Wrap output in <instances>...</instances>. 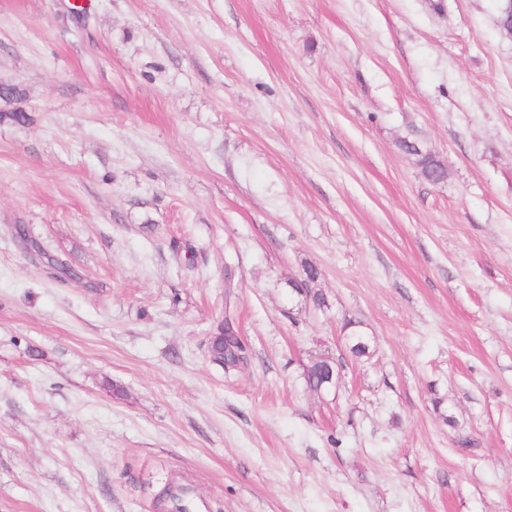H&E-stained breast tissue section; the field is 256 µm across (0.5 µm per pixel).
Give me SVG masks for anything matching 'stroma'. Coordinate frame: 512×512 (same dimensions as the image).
I'll list each match as a JSON object with an SVG mask.
<instances>
[{
	"label": "stroma",
	"instance_id": "1",
	"mask_svg": "<svg viewBox=\"0 0 512 512\" xmlns=\"http://www.w3.org/2000/svg\"><path fill=\"white\" fill-rule=\"evenodd\" d=\"M499 4L0 0V512H512ZM400 148L418 157V164L421 167L422 174L427 180L433 183H439L446 179V170L440 161L431 153L423 152L418 145L407 140L400 142ZM244 351L235 330L229 323L220 326L209 338L208 353L211 360L224 367L236 366L243 359ZM358 324V322H348L345 325L346 328L348 327L346 342L354 357H367L370 354V339Z\"/></svg>",
	"mask_w": 512,
	"mask_h": 512
}]
</instances>
